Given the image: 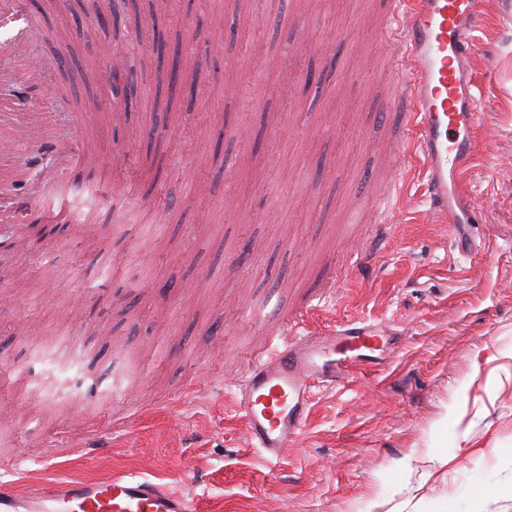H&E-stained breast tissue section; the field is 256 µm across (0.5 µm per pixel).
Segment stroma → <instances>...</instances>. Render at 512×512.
<instances>
[{"mask_svg":"<svg viewBox=\"0 0 512 512\" xmlns=\"http://www.w3.org/2000/svg\"><path fill=\"white\" fill-rule=\"evenodd\" d=\"M177 3L121 115L102 56L120 48L112 29L76 0H28L54 91L0 97L88 119L67 193L46 203L55 234L33 248L23 229L53 154H25L26 181L0 202L15 221L0 252V481L128 473L200 512H512V0H485L474 61L475 250H458L418 169L391 202L384 262L357 271L370 227L355 211L396 153L378 118L397 80L385 0H249L243 21L238 0ZM179 51L197 59V93L166 111L156 68ZM308 302L321 328L384 324L393 351L316 390L299 444L270 466L232 383ZM185 383L199 399L179 401ZM136 406L148 413L129 420ZM91 430L112 443L94 469L42 460Z\"/></svg>","mask_w":512,"mask_h":512,"instance_id":"1","label":"stroma"}]
</instances>
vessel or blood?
<instances>
[{"instance_id": "b4317fda", "label": "vessel or blood", "mask_w": 512, "mask_h": 512, "mask_svg": "<svg viewBox=\"0 0 512 512\" xmlns=\"http://www.w3.org/2000/svg\"><path fill=\"white\" fill-rule=\"evenodd\" d=\"M484 15V0H389L386 11L385 30L399 63L390 101L397 152L388 190L396 192L411 160L421 159L429 206L452 229L464 253L470 250L468 229L476 222L477 210L464 178L482 152L473 134L479 99L472 61L477 51L474 34ZM33 30L27 0H0V38L20 46ZM53 129L47 113L34 109L21 114L13 103L0 101V166L22 143L52 148L60 164H70L75 139L59 141ZM395 221L393 210L378 212L354 267L381 257ZM294 325L281 343L249 363L235 389L253 447L272 462L298 444L314 388L345 386L355 371L383 365L392 345L379 324L315 332L301 316ZM106 451V445L82 443L54 449L46 459L55 464L77 455L91 465ZM0 512H196V504L166 486L115 475L59 482L47 492L36 485L1 482Z\"/></svg>"}]
</instances>
